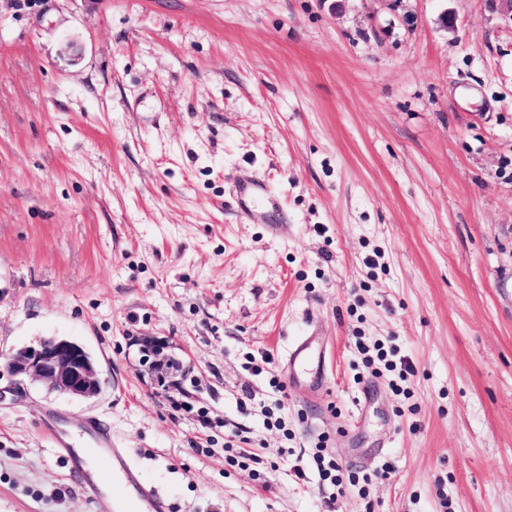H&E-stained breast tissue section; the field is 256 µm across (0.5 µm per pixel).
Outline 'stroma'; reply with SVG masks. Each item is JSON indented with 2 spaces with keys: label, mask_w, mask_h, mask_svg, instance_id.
Returning a JSON list of instances; mask_svg holds the SVG:
<instances>
[{
  "label": "stroma",
  "mask_w": 512,
  "mask_h": 512,
  "mask_svg": "<svg viewBox=\"0 0 512 512\" xmlns=\"http://www.w3.org/2000/svg\"><path fill=\"white\" fill-rule=\"evenodd\" d=\"M310 331L326 389L278 393ZM52 338L103 389L0 373V512H107L44 428L90 418L171 512H324L322 444L335 512H512V11L0 0V355ZM235 192L244 218L260 224L284 219L278 202L264 184L254 180H240L236 183ZM313 454V461L316 464L320 479L325 482L329 481L332 486L338 488L340 493L343 487V477L341 475L342 468L336 458L327 451V448H317Z\"/></svg>",
  "instance_id": "stroma-1"
}]
</instances>
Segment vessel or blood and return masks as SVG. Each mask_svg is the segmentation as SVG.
<instances>
[{
    "label": "vessel or blood",
    "mask_w": 512,
    "mask_h": 512,
    "mask_svg": "<svg viewBox=\"0 0 512 512\" xmlns=\"http://www.w3.org/2000/svg\"><path fill=\"white\" fill-rule=\"evenodd\" d=\"M235 192L244 218L262 224L282 219L283 214L278 202L264 184L254 180H241L237 182ZM327 367V349L311 334L300 337L286 359L289 378L308 377L316 389L323 387ZM87 444L95 448L103 468L111 469L113 485L129 486L135 491L131 497L116 495L112 500V512H170L166 499L159 491L142 484L137 470L126 464L110 431L95 430L94 434L88 437Z\"/></svg>",
    "instance_id": "obj_1"
}]
</instances>
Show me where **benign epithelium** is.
Wrapping results in <instances>:
<instances>
[{
  "instance_id": "benign-epithelium-1",
  "label": "benign epithelium",
  "mask_w": 512,
  "mask_h": 512,
  "mask_svg": "<svg viewBox=\"0 0 512 512\" xmlns=\"http://www.w3.org/2000/svg\"><path fill=\"white\" fill-rule=\"evenodd\" d=\"M5 369L12 376L39 382L50 391L86 399L98 396L103 385L89 351L67 339L21 348L6 357Z\"/></svg>"
}]
</instances>
